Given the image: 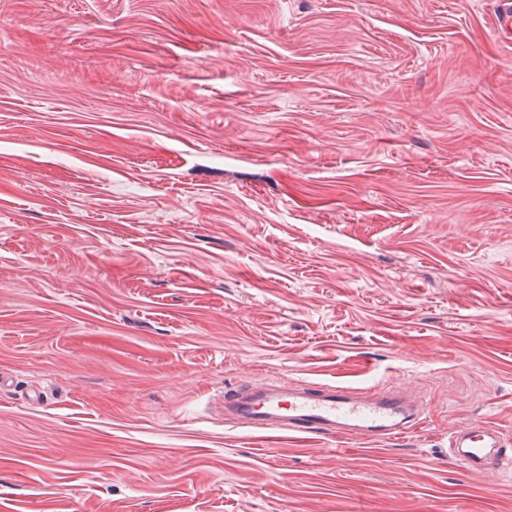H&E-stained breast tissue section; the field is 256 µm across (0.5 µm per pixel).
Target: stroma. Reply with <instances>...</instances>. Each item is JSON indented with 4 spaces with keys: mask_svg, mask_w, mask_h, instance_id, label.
Returning a JSON list of instances; mask_svg holds the SVG:
<instances>
[{
    "mask_svg": "<svg viewBox=\"0 0 512 512\" xmlns=\"http://www.w3.org/2000/svg\"><path fill=\"white\" fill-rule=\"evenodd\" d=\"M499 0H0V512H512ZM407 388L276 439L244 384ZM458 434V431H453L449 436L450 462L462 464L471 470L498 467L504 462L510 463L505 448L509 439L488 426L486 422L471 424L465 435L458 437ZM495 453L497 462H488V458Z\"/></svg>",
    "mask_w": 512,
    "mask_h": 512,
    "instance_id": "stroma-1",
    "label": "stroma"
}]
</instances>
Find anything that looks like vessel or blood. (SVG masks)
I'll use <instances>...</instances> for the list:
<instances>
[{
	"instance_id": "b4317fda",
	"label": "vessel or blood",
	"mask_w": 512,
	"mask_h": 512,
	"mask_svg": "<svg viewBox=\"0 0 512 512\" xmlns=\"http://www.w3.org/2000/svg\"><path fill=\"white\" fill-rule=\"evenodd\" d=\"M228 406L238 409L254 424L270 422L295 433L338 434L353 431L368 437L405 434L416 423L403 395L396 390L367 389L352 394L344 387L289 392L267 386L256 398H244L242 391L227 395ZM507 437L484 422L471 424L465 435L450 434V462L478 470L489 457L507 462Z\"/></svg>"
}]
</instances>
